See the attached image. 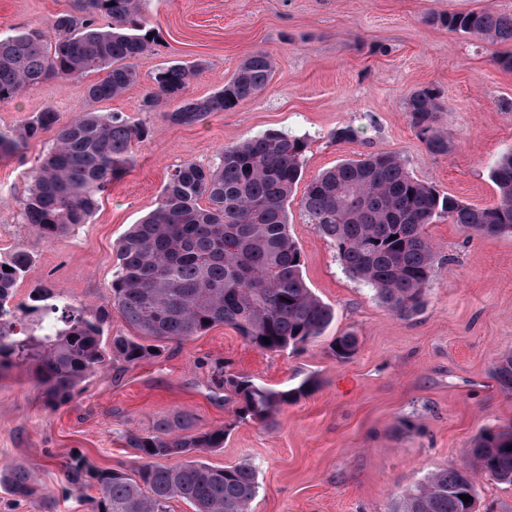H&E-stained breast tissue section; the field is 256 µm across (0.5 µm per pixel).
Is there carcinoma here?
I'll return each mask as SVG.
<instances>
[{"mask_svg": "<svg viewBox=\"0 0 512 512\" xmlns=\"http://www.w3.org/2000/svg\"><path fill=\"white\" fill-rule=\"evenodd\" d=\"M74 2L75 12L57 15L46 28L0 36V103L41 83L88 72H106L87 88L93 102L116 97L138 80L132 60L154 43L144 26L150 0ZM432 21L450 31L512 43V13L475 9ZM202 67L196 61L156 69L154 87L140 109L151 112L172 101L177 103L169 113L173 122H200L263 90L273 59L256 51L219 91L189 97ZM443 111L441 96L429 87L413 92L406 103L410 125L427 151L438 156L451 149L448 134L438 126ZM52 128L55 143L30 171L31 188L22 206L26 223L47 240L89 222L101 194L134 163L133 141L145 135V128L116 112H83L62 124L46 107L19 131H0V156ZM305 149L300 139L269 132L224 146L213 169L192 162L174 169L155 208L119 245L105 306L77 307L47 286L18 302L15 288L33 265V254L19 249L1 260L0 372L25 365L47 407L68 404L78 386L103 368V329L114 311L134 331L112 337V358L128 364L157 355L161 341L189 340L221 324L268 352H294L316 342L333 311L308 287L303 255L288 232V200L302 179ZM490 178L497 200L473 207L414 178L400 157L376 152L343 160L312 179L300 206L336 247L345 269L369 284L390 311L410 316L424 306L435 274L426 225L446 219L479 234H512V149ZM203 198L208 201L204 208L198 204ZM331 350L338 359H350L356 336L336 337ZM494 374L512 390V355L494 366ZM210 382L238 399L239 419L259 422L295 403L311 386L305 380L292 389L270 388L222 364L215 365ZM225 434L222 428L199 432L193 414L173 412L153 431L127 436L141 461L138 478L71 456L62 464L68 493L86 503L89 512H168L174 498L190 503L194 512H250L259 489L251 463L216 468L195 458L222 448ZM509 446L511 430L480 436L470 449L469 466L432 474L404 494L393 512H476L477 476L512 485ZM172 457L185 461L169 467L158 463ZM0 489L19 499H41L44 512L53 509L24 466L1 465ZM91 489L97 495H88ZM462 494L470 501L463 502Z\"/></svg>", "mask_w": 512, "mask_h": 512, "instance_id": "cac0c4a2", "label": "carcinoma"}]
</instances>
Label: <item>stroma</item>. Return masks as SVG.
Segmentation results:
<instances>
[{
	"mask_svg": "<svg viewBox=\"0 0 512 512\" xmlns=\"http://www.w3.org/2000/svg\"><path fill=\"white\" fill-rule=\"evenodd\" d=\"M73 6L0 0V34L47 25ZM482 8L512 13V0H153L146 22L155 43L137 59L138 80L121 95L87 99L86 87L101 78L92 72L0 103L4 130H19L49 107L64 123L84 112H118L149 131L134 142V165L103 193L89 223L53 241L24 224L21 207L28 173L55 131L0 159V257L19 248L35 257L17 300L47 285L79 307L106 304L118 245L155 207L169 173L188 161L212 168L225 144L275 131L307 141L288 230L309 288L334 311L319 341L294 353L258 350L224 324L167 341L156 357L107 362L57 409L44 404L27 367H12L0 374V464L32 470L55 512H87L64 493L63 461L77 452L136 476L140 462L125 434L148 431L180 410L192 413L200 430H226L223 448L203 454L204 462L256 465L251 512H390L430 474L468 464L483 430L512 426V391L493 374L512 354V234L480 235L445 219L427 225L436 275L424 306L404 317L344 270L299 206L305 181L374 152L400 156L418 180L469 205L496 200L490 171L512 148V71L497 63L508 47L432 20ZM258 50L273 59L271 78L235 108L193 125L173 124L170 103L141 111L162 64L203 61L189 88L200 98L221 89ZM424 87L438 89L446 107L440 125L452 148L445 156L428 153L405 112L410 94ZM342 126L353 127L356 138L336 140ZM347 333L356 334L358 351L336 359L330 345ZM217 361L274 388L308 377L316 385L270 423L241 422L234 396L210 384Z\"/></svg>",
	"mask_w": 512,
	"mask_h": 512,
	"instance_id": "obj_1",
	"label": "stroma"
}]
</instances>
